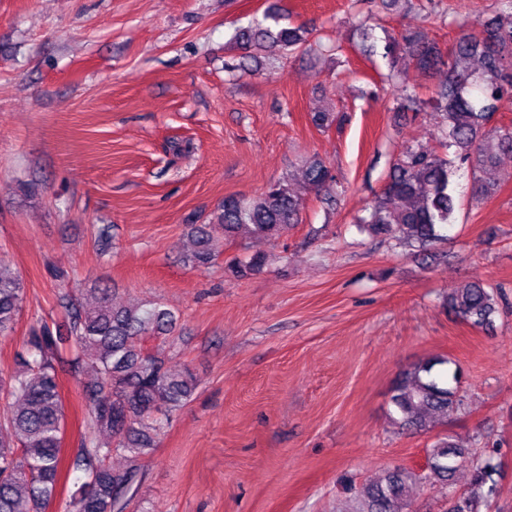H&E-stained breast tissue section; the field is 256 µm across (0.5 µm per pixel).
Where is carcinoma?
<instances>
[{
  "mask_svg": "<svg viewBox=\"0 0 512 512\" xmlns=\"http://www.w3.org/2000/svg\"><path fill=\"white\" fill-rule=\"evenodd\" d=\"M496 16L479 23V31L459 39L450 55L418 33L389 36L383 58L390 68L408 55L416 67L446 70V79L433 99L444 112L439 148H455L454 159L438 148L408 147L393 164L382 191L358 217L359 228L371 237L398 234L399 243L424 253L447 240L455 223L456 176L463 166L473 177L475 201L498 188L497 154H512V125H494L499 108L512 102V0H495ZM273 8L251 24L236 30L232 41L246 54L261 50L290 56L308 51L313 29L283 26ZM423 101L404 84L397 109L418 112ZM303 184L326 204L336 201V179L320 159L303 166ZM301 197L286 180L269 184L251 198L224 197L218 221L224 238L241 235L274 238L300 222ZM193 248L184 262L196 269L214 265L224 244L215 240L206 225L192 226ZM264 254L233 257L229 264L246 278L261 271ZM25 285L19 272L0 260V335L13 331L22 310ZM94 305L73 302L71 293L60 296L65 308L62 324L41 322L27 338V353L8 375H0V512H43L57 495L61 443L67 430L58 366L71 355L76 366V387L87 409V431L80 435L74 464L83 472L70 491L71 512H125L140 481L135 467H112V456L138 458L154 448L163 429L162 419L191 400L197 389L192 370L166 365L158 353L145 346L176 322L162 305L149 308L118 306L112 290L101 283L92 289ZM498 288L466 282L448 294V311L473 328L493 325L498 313ZM450 360L443 356L406 370L392 388L394 421L406 431L427 428V419H446L461 409L462 399L446 376ZM470 468L469 488L458 493L452 479L461 465ZM428 477L448 488L446 512H481L496 494L497 465L490 456H475L449 436L440 437L427 454ZM414 470L397 467L372 483L354 489L352 512H409L408 489L416 483Z\"/></svg>",
  "mask_w": 512,
  "mask_h": 512,
  "instance_id": "1",
  "label": "carcinoma"
}]
</instances>
